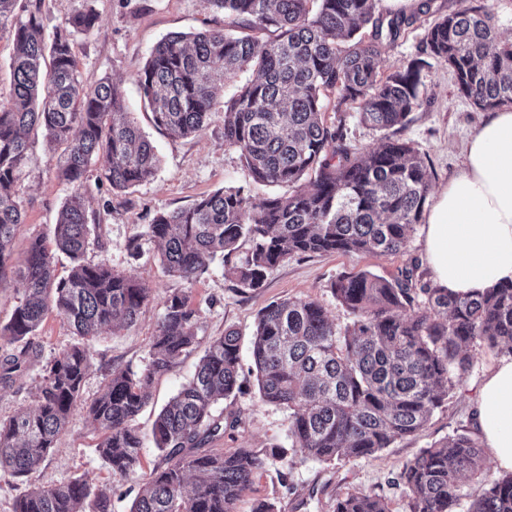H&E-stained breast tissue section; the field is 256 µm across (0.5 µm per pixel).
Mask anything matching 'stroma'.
Returning a JSON list of instances; mask_svg holds the SVG:
<instances>
[{
	"label": "stroma",
	"instance_id": "1",
	"mask_svg": "<svg viewBox=\"0 0 512 512\" xmlns=\"http://www.w3.org/2000/svg\"><path fill=\"white\" fill-rule=\"evenodd\" d=\"M427 13H420L421 4ZM461 0H377L383 16L416 15L393 41L381 48L379 70L389 73L397 67L423 58L424 36L429 24L441 14L458 9ZM93 7L98 14L95 28L78 35L75 53L85 84L103 78L115 83L136 124L156 146L160 165L153 177L126 191L111 189L99 179L98 165L85 174V197L89 224L85 260L106 262L149 287L152 296L136 322L119 331L103 330L89 344L93 366L82 386V404L74 411L65 431L47 460L27 478L18 480L0 471V512H14V504L25 491L47 482L83 478L91 486L112 488V512H130L141 487L149 480L161 454L152 435V424L168 400L193 375L210 342L233 329L241 337L242 389L236 396L218 403L214 411L237 418V426L210 440L209 448L228 452L237 448L270 451L292 445L289 410L262 403L252 373L249 347L260 311L283 299L314 300L338 326L349 325L351 315L336 300L331 284L342 275L366 271L390 278L408 265H415L414 277L423 284L431 279L423 257L424 230L415 228L404 252L377 256L362 253L295 256L271 269L262 288L241 291L217 264L192 280L170 276L160 262L161 246L147 233V226L161 211L185 207L200 197L225 187H244L253 199L266 196L267 187L253 182L238 150L224 144V103L240 84L253 79L252 71L225 83L207 127L199 134L170 138L153 126L152 116L141 104L138 76L152 47L171 33H197L222 27L224 15L206 0H49L43 16L46 32H53L66 19ZM423 95L411 112L398 138L410 141L424 156L430 169V189L438 191L462 162L466 140L484 117L457 90L452 74L443 62L430 60L421 71ZM59 152L51 150L43 135L31 136L28 157L16 190L24 206V222L13 239V257L21 259L31 239H52L58 211L72 194V186L57 173ZM138 238L140 250L131 254L128 244ZM188 297L200 318L193 349L165 373L156 376L149 404L135 425L143 438L139 466L125 475L112 474L100 458L96 445L99 433L87 418L86 406L104 390L112 368H145L151 359V342L171 293ZM75 341L72 329L56 312H49L32 338L43 358H51ZM471 368L457 376L456 386L442 409L437 410L416 435L396 440L377 456L353 460L296 461L286 466L269 459L251 490L237 504V512H252L256 501L274 503L277 512H334L336 498L348 491H360L385 498L392 512H403L406 490L398 484L402 466L422 449L443 442L456 433L475 435L474 397L485 375L495 365V353L474 346ZM41 381L38 364L22 371L16 383L0 385V417L22 408H34L36 388Z\"/></svg>",
	"mask_w": 512,
	"mask_h": 512
}]
</instances>
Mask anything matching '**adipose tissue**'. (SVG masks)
Here are the masks:
<instances>
[{
    "label": "adipose tissue",
    "mask_w": 512,
    "mask_h": 512,
    "mask_svg": "<svg viewBox=\"0 0 512 512\" xmlns=\"http://www.w3.org/2000/svg\"><path fill=\"white\" fill-rule=\"evenodd\" d=\"M464 151L426 215L424 252L435 285L471 295L512 281V108L490 113ZM475 407L491 460L512 471V357L492 367Z\"/></svg>",
    "instance_id": "obj_1"
}]
</instances>
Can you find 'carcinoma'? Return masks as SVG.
<instances>
[{
  "label": "carcinoma",
  "instance_id": "cac0c4a2",
  "mask_svg": "<svg viewBox=\"0 0 512 512\" xmlns=\"http://www.w3.org/2000/svg\"><path fill=\"white\" fill-rule=\"evenodd\" d=\"M243 30L175 33L151 50L138 83L155 127L171 137L204 130L216 86L251 69L255 78L224 104V145L240 151L254 181L288 186L254 201L239 188H224L193 205L157 214L148 234L164 244L162 264L171 276L190 280L220 261L227 263L243 236L251 255L228 273L243 287L263 286L267 272L285 259L318 253L404 252L420 223L430 171L402 129L420 105L422 59L389 74L379 71L383 41L399 37L412 19H389L376 0H206ZM46 0H0V36L12 37L13 93L0 103V278L12 260L11 243L23 223L16 195L27 158L26 135L43 132L61 150L59 177L75 188L61 207L56 249L71 261L55 275L43 238L31 240L14 274L25 285L24 301L0 338L21 344L0 362V382L29 362L30 337L49 310L69 323L80 341L42 366L38 405L0 419V471L22 478L49 456L81 401L92 366L85 339L102 328L133 324L151 289L105 262L87 263L88 215L80 188L88 166L103 161L101 178L124 191L152 177L159 157L107 80L83 83L75 38L91 31V8L45 37ZM262 32L259 38L252 32ZM425 52L448 65L458 91L477 109L512 103V42L498 38L481 0L437 17L425 35ZM333 111H355L383 137L363 153L347 144L343 124L329 126ZM331 290L353 315L340 330L312 300L285 299L263 308L251 345L262 402L290 410L292 447L318 461L367 458L397 439L421 431L473 364L479 343L512 355V283L475 296L417 286L414 268L391 278L363 272L342 276ZM199 311L179 293L164 302L143 370L112 372L104 393L88 407L103 433L98 452L112 473L127 475L143 445L134 421L156 375L195 344ZM238 334L216 338L193 377L158 413L153 437L164 466L151 473L132 512H235L236 504L264 469L252 448L214 452L206 442L224 424L213 406L240 390ZM482 475V448L465 433L425 448L403 465L408 489L404 512H460L461 480ZM467 512H512V472L484 481ZM112 512V488L92 489L82 479L37 486L19 497L15 512ZM335 512H392L382 498L348 492Z\"/></svg>",
  "mask_w": 512,
  "mask_h": 512
}]
</instances>
